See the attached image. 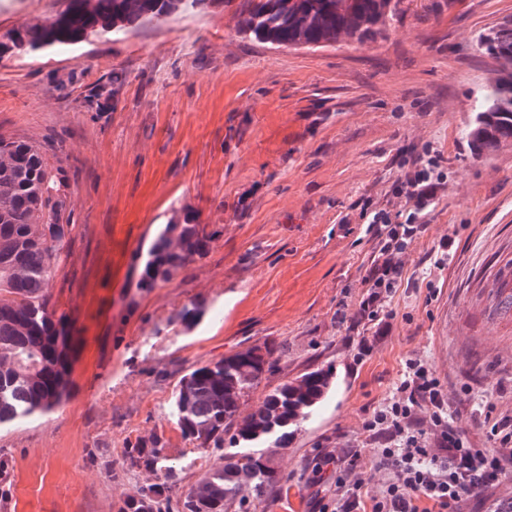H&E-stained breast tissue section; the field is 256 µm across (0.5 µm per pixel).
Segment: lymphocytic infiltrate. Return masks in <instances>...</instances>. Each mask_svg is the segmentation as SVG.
<instances>
[{
  "instance_id": "1",
  "label": "lymphocytic infiltrate",
  "mask_w": 512,
  "mask_h": 512,
  "mask_svg": "<svg viewBox=\"0 0 512 512\" xmlns=\"http://www.w3.org/2000/svg\"><path fill=\"white\" fill-rule=\"evenodd\" d=\"M436 188L430 168L406 176L401 192L413 200L404 221L379 210L374 223L383 225L381 261L367 281V296L357 309L359 318L376 321L403 273L402 254L426 230L419 216ZM363 429L385 436L388 444L362 455L346 449L338 456L344 465L336 477V497L345 512H459L468 498L497 487L512 474V423L499 419L485 404L486 447H476L458 423V413L442 385L419 358H408L403 379L392 397L368 418ZM387 481L372 490L375 474Z\"/></svg>"
}]
</instances>
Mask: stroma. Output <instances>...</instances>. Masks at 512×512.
Instances as JSON below:
<instances>
[{"label": "stroma", "instance_id": "stroma-1", "mask_svg": "<svg viewBox=\"0 0 512 512\" xmlns=\"http://www.w3.org/2000/svg\"><path fill=\"white\" fill-rule=\"evenodd\" d=\"M61 0H0V32ZM512 20V0H401L386 37L321 47L246 39L223 0L116 40L0 60V135L42 145L69 176L74 226L52 302L71 322V399L0 430V512H119L154 483L128 469V443L161 437L178 464L167 506L224 453L186 441L169 414L191 369L259 346L272 367L243 406L332 367L326 398L287 447L256 512L336 504L343 448H368L363 423L392 396L404 362H427L483 445L473 395L497 383L512 418V141L475 155L466 131L496 62L481 32ZM113 71L112 100L93 99ZM433 162L442 176L424 234L381 324L356 310L378 262L375 211H408L397 188ZM216 236L202 260L137 288L147 249L175 211ZM450 241L449 260L436 265ZM202 306L193 328L177 318Z\"/></svg>", "mask_w": 512, "mask_h": 512}]
</instances>
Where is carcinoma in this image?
<instances>
[{"mask_svg": "<svg viewBox=\"0 0 512 512\" xmlns=\"http://www.w3.org/2000/svg\"><path fill=\"white\" fill-rule=\"evenodd\" d=\"M393 0H224L233 4L235 30L272 45L323 46L344 37L359 42L385 34ZM56 14L0 33V60L34 55L57 45L113 36L175 15L193 14L208 0H64ZM500 68L480 101L467 138L476 154L512 138V21L478 39ZM69 177L49 164L44 148L21 138L0 137V429L53 412L71 396L70 319L51 303L50 284L69 257L73 225L65 217ZM216 232L191 211L172 216L143 259L139 288L168 282L188 263L202 259ZM184 306L178 319L187 330L204 316ZM263 349L251 346L193 369L178 382L171 414L195 448L238 452L184 493L180 512H253L239 497L243 486L259 497L280 480L272 461L252 450L288 444L294 430L329 390L333 368L305 373L265 395L245 414L244 402L271 372ZM123 463L150 468L162 482L141 490L120 512H161L159 498L176 483L177 464L158 436L126 448Z\"/></svg>", "mask_w": 512, "mask_h": 512, "instance_id": "carcinoma-1", "label": "carcinoma"}]
</instances>
